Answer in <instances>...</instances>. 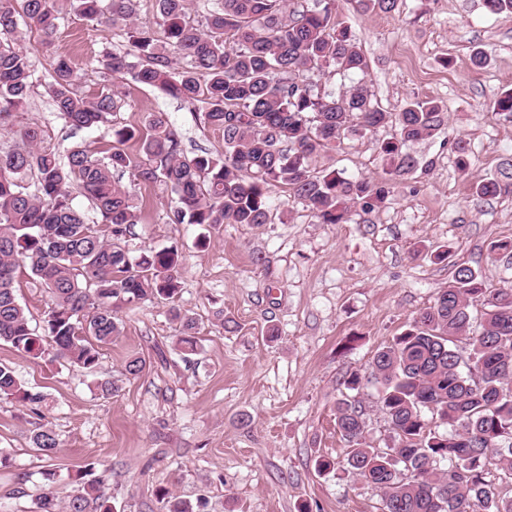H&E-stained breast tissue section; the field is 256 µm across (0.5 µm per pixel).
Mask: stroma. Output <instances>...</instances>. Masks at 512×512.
<instances>
[{"instance_id": "obj_1", "label": "stroma", "mask_w": 512, "mask_h": 512, "mask_svg": "<svg viewBox=\"0 0 512 512\" xmlns=\"http://www.w3.org/2000/svg\"><path fill=\"white\" fill-rule=\"evenodd\" d=\"M343 14L370 60L365 81L383 109L429 98L446 112L440 130L407 146L432 170L398 179L382 207L354 211L344 224L319 223L284 188H270L274 223L223 225L203 252L195 246L198 227L172 221L163 186L139 189L140 221L125 247L134 256L179 248L175 304L196 320L200 348L183 353L179 323L166 304L149 302L122 310L123 333L100 348L92 373L53 349L34 359L1 342L0 363L43 402L35 411L0 398V448L10 454L0 467V512H31L49 469L63 499L72 491L69 472L102 480L114 512H161V488L202 501L201 512H297L303 504L312 512H381L376 488L339 469L317 473L315 461L340 462L347 452L335 420L343 380L433 302L454 264H469L492 287L512 283V259L489 250L512 239V196L479 198L470 190L471 179L497 176L512 162V120L494 109L512 88V15L491 14L483 0H402L391 13L346 0ZM126 45L120 29L71 14L54 51L71 58L86 96L111 81L95 58ZM477 47L491 56L479 71L470 60ZM121 87L124 104L110 125L139 126L163 111L187 155L223 152L222 134L191 105L126 80ZM23 120L39 125L46 146L58 151L80 143L99 152L108 144L107 127H68L41 85ZM393 133L386 126L348 137L316 165L382 179L387 164L375 143ZM457 138L468 142L474 162L467 178L451 148ZM439 245L451 249L450 261L431 258ZM132 357L146 366L128 378ZM102 378L118 380L119 393L101 396ZM43 425L59 439L52 458L30 440Z\"/></svg>"}]
</instances>
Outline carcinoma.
<instances>
[{"label": "carcinoma", "instance_id": "obj_1", "mask_svg": "<svg viewBox=\"0 0 512 512\" xmlns=\"http://www.w3.org/2000/svg\"><path fill=\"white\" fill-rule=\"evenodd\" d=\"M341 2L155 0V23L139 25V0H0V130L20 138L0 150V342L39 358L47 341L56 357L92 372L99 347L122 334L124 308L174 301L182 253L170 246L130 256L121 242L139 222L138 206L116 173L128 175L132 187L165 186L172 221L204 229L200 249L224 224L272 223L268 189L275 185L322 224H343L356 207L385 204L394 181L421 167L407 144L433 135L445 113L431 99L388 112L372 98L363 81L369 63L341 17ZM358 5L391 13L399 0ZM70 13L93 28H121L127 48L99 56L98 66L196 107L204 125L223 134L224 153L187 156L163 111L149 113L141 126L112 128L101 157L80 145L63 155L43 146V130L18 118L39 81L34 53L54 44ZM305 72L349 84L322 88ZM48 76L53 111L74 130L108 122L123 105L112 85L89 97L75 94L77 72L63 54L52 58ZM386 125L395 134L376 148L387 161V179L314 165L347 136ZM131 141L139 154L128 151ZM452 146L458 170L469 176L467 142L457 138ZM75 187L91 210L74 204ZM470 190L479 198L511 196L512 182L483 178ZM22 266L50 294L40 335L17 298ZM170 313L181 324L182 349L196 352V322L174 306ZM366 382L379 386L377 403L393 433L384 448L367 441L365 407L350 396ZM342 386L336 427L349 447L343 468L379 490L382 512H512V497L488 479L494 470L512 476V286L491 288L472 267L455 265L433 304L373 354L368 375L352 372ZM14 396L35 406L43 401L0 363V397ZM31 441L49 458L59 445L47 426ZM55 475L45 473L49 485L33 512H112L102 482L76 474L77 487L63 502L52 486ZM157 499L163 512H197L167 490H158Z\"/></svg>", "mask_w": 512, "mask_h": 512}]
</instances>
